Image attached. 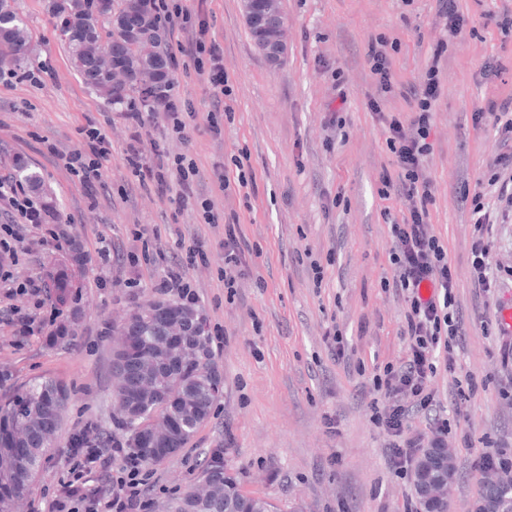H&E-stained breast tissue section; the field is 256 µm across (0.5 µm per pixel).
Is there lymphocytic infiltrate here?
<instances>
[{
  "instance_id": "f902f5d3",
  "label": "lymphocytic infiltrate",
  "mask_w": 512,
  "mask_h": 512,
  "mask_svg": "<svg viewBox=\"0 0 512 512\" xmlns=\"http://www.w3.org/2000/svg\"><path fill=\"white\" fill-rule=\"evenodd\" d=\"M417 109L401 117L374 108L384 126L386 143L394 156V169L382 172L381 198H404L407 209L389 226V262L392 276L384 288L401 296L407 311L401 334L407 340L405 357L399 364H388L373 376V388L381 405L373 406L372 422L388 436V466L404 476L415 467L423 449L441 448L452 429L440 410L431 382L438 369L454 373V349L464 334L462 318L455 308V281L448 261V248L430 224L429 206L433 203V183L426 175L423 159L430 152L428 133L431 108L439 95L436 72L414 89ZM130 130L125 165L139 180H154L162 189L178 186L179 201L193 197L196 168L193 160L180 155L170 157L160 143L145 147L143 131L151 121L148 112L125 113ZM473 127L492 124L500 140V151L491 166L486 185L462 189L468 205L473 236L471 245L474 281L481 288H492L497 277L487 263L491 237L500 219L512 216V96L488 101L471 114ZM112 153V142L94 126L84 130L80 146L63 154L65 168L85 188H92L101 177V168ZM0 204L10 212L11 221L0 225V282L9 292L20 290L40 294L32 279L18 280L12 272L15 252L9 240L15 237L16 224H30L48 241H58L56 229L45 220L39 197L23 185L0 181ZM424 417V429L414 428L415 417ZM113 454L108 448H73L68 452V478L60 495L49 504L48 512H143L150 488L148 477L137 467L123 466L112 474ZM99 472L100 482L90 486L89 476Z\"/></svg>"
}]
</instances>
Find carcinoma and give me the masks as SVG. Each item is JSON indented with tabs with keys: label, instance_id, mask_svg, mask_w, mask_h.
I'll list each match as a JSON object with an SVG mask.
<instances>
[{
	"label": "carcinoma",
	"instance_id": "cac0c4a2",
	"mask_svg": "<svg viewBox=\"0 0 512 512\" xmlns=\"http://www.w3.org/2000/svg\"><path fill=\"white\" fill-rule=\"evenodd\" d=\"M131 11H138L144 16V38L155 41L153 0H54L53 4V15L61 20L62 32L67 34L65 44L86 84L114 108H122L134 99L148 107L171 87L165 58L161 53L131 48L123 42L124 29L118 23ZM26 43L27 33L22 18L11 0H0V45L11 48ZM116 46L120 47V51L115 54V61L129 75L124 82L115 81L112 72L104 65V56ZM18 176L35 192L45 193L39 172L21 164ZM155 305V301L146 304L130 319V332L142 352L152 350L166 333L164 323L156 315ZM112 372L123 389L146 372L160 379L161 398L141 402L136 415L151 412L162 415L167 411L166 393L169 385L159 369L146 370L141 364L131 366L114 360ZM181 383L197 407L196 414L187 421L184 434V441L187 442L210 416L219 396V387L206 368L196 366H186L181 370ZM56 391L58 385L50 378L26 385L14 397L0 401V423L5 421L22 425L31 412L40 409ZM119 424L126 433L127 447L138 454L145 466L152 465L149 450L136 447L138 428L133 420L123 416ZM45 453L46 449L38 446L19 467L0 471V483L9 485L14 491V498L0 499V512H10L14 501L25 495ZM489 469L508 479V482L498 486L480 485L479 501L485 508L493 507L494 512H512V483L509 482L512 478V457L498 458L491 462ZM417 470L419 477L414 481V491L421 512H448V499L433 491L440 478L447 475L448 449H424ZM202 474L210 476L215 482L213 497L194 502L189 500V493L185 491L171 499L172 512H276V505L272 501L243 490L239 472L224 459L223 447L209 449L202 464Z\"/></svg>",
	"mask_w": 512,
	"mask_h": 512
}]
</instances>
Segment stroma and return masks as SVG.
Listing matches in <instances>:
<instances>
[{
  "label": "stroma",
  "instance_id": "obj_1",
  "mask_svg": "<svg viewBox=\"0 0 512 512\" xmlns=\"http://www.w3.org/2000/svg\"><path fill=\"white\" fill-rule=\"evenodd\" d=\"M202 21L224 58L225 84L215 88L196 69L189 39L161 26L162 43L179 60L171 92L192 113L184 138L168 136L163 122L151 129L169 155L196 164L195 199L172 202L155 183H140L124 164L129 132L120 113L84 84L52 15L53 0H16L29 32L24 70L40 83H0V178L15 176L23 161L40 172L54 194L47 220L67 242L55 248L19 226L20 276H39V299L0 291V395L33 380L66 386L58 440L39 476L14 512L46 507L67 477L69 435L84 427L116 432L112 396L115 332L139 307L158 298L167 266L189 247L203 260L187 269L196 308L212 334L213 362L222 393L194 438L151 468L152 502L163 505L191 483L208 449L226 448L248 493L273 501L279 512H404L412 478L387 465L386 437L371 421L375 367L406 354L400 334L402 298L384 291L391 277L387 216L407 203L381 199L383 170L393 167L371 102L385 112H412L410 86L422 85L438 65L440 96L432 108L433 151L425 166L435 188L431 223L448 247L456 272V300L466 334L458 371L479 388L468 418L448 435L455 465L448 512H476L480 473L472 462L486 445L512 450V362L503 348L512 334L499 324L512 303V223L496 225L490 262L496 288L475 286L470 274L471 214L457 199L461 182L485 179L500 151L496 130H476L467 119L487 100L512 94V38L489 24L487 12L512 9V0H457L466 23L449 35L436 0H280L287 51L271 63L242 19L240 0H182ZM385 42L392 88L383 93L371 73L370 48ZM445 45L436 54L437 45ZM500 64L498 76L479 71ZM342 110L345 139L330 137V112ZM216 113L219 130L206 116ZM96 125L112 141V154L93 189L63 167L60 153L80 144ZM57 153H49L47 143ZM253 180L239 186V172ZM231 184L220 190L217 173ZM211 202L215 223L199 217ZM239 225L252 248L236 292L224 286V227ZM110 249L102 260L100 246ZM324 268L314 284L310 259ZM65 275L71 286L57 297L51 283ZM65 315V338L22 336L13 312ZM339 327L345 357L336 360L324 335ZM471 435L464 446L461 431Z\"/></svg>",
  "mask_w": 512,
  "mask_h": 512
}]
</instances>
